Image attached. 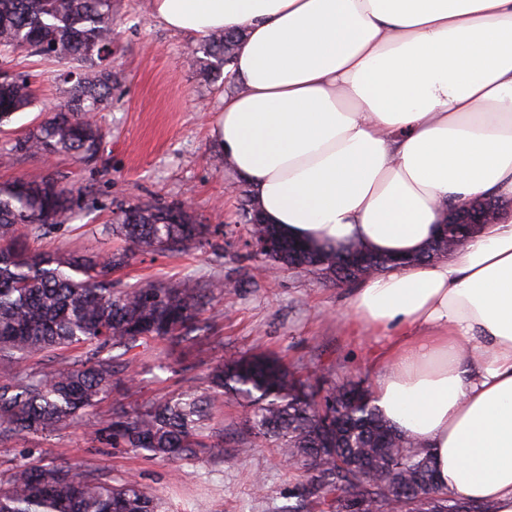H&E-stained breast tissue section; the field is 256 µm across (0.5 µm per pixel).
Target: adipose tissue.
<instances>
[{
    "mask_svg": "<svg viewBox=\"0 0 512 512\" xmlns=\"http://www.w3.org/2000/svg\"><path fill=\"white\" fill-rule=\"evenodd\" d=\"M194 37L240 31L211 129L291 236L419 252L448 205L512 199V0H150ZM373 396L448 490L512 512V210L450 257L359 282Z\"/></svg>",
    "mask_w": 512,
    "mask_h": 512,
    "instance_id": "obj_1",
    "label": "adipose tissue"
}]
</instances>
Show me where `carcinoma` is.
<instances>
[{"instance_id":"1","label":"carcinoma","mask_w":512,"mask_h":512,"mask_svg":"<svg viewBox=\"0 0 512 512\" xmlns=\"http://www.w3.org/2000/svg\"><path fill=\"white\" fill-rule=\"evenodd\" d=\"M239 36L216 33L201 41L192 59L201 79L215 83L232 62ZM112 0H0V52L27 53L70 64L60 74L72 83L64 105L18 140L17 148L45 157L66 154L94 159L104 134L90 115L112 100ZM36 99L24 78L0 72V122ZM74 196L56 178L33 174L0 184V443L26 434L48 436L79 421L92 439L128 448L149 459L189 463L224 458V430L211 425V409L224 400L251 410L250 433L282 457H293L285 512H421L420 500L395 498L392 484L419 486L434 470L430 450L386 420L369 389L359 383L325 385L297 376L279 358L258 353L216 364L205 385L137 407L118 402L112 413L89 412L121 385L132 349L154 340L182 343L205 329L206 304L224 296V282L186 277L120 285L112 274L146 252H184L218 229L203 224L180 202L134 204L122 209L117 234L125 246L104 256L30 251L28 240L60 227L73 214ZM248 231L270 236L277 249L262 263L293 267L322 279L356 282L338 264L342 249L295 239L260 213ZM349 249L366 258L365 272L396 264H427L448 256V241L393 259L361 243ZM79 348L76 359H59L29 372L33 358ZM444 508L464 498L477 512H498L488 500L466 498L439 486L423 493ZM0 512H161L138 481L112 482L67 461L45 467L28 457L0 477Z\"/></svg>"}]
</instances>
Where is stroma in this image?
Here are the masks:
<instances>
[{"label":"stroma","instance_id":"obj_1","mask_svg":"<svg viewBox=\"0 0 512 512\" xmlns=\"http://www.w3.org/2000/svg\"><path fill=\"white\" fill-rule=\"evenodd\" d=\"M113 5L118 26L109 66L115 81L111 103L95 115L106 133L98 157L86 163L17 149L18 139L43 119L45 110L63 102L66 86L54 78L56 62L15 54L0 65L28 77L39 94L28 109L0 123V183L50 174L78 196L73 218L38 241L42 250L94 256L118 249L120 237L109 226L120 208L138 202L186 199L203 223L218 228L208 244L181 255H140L114 273L123 285L218 276L232 287L209 304L210 327L196 345L150 340L135 349L137 382L128 404L200 383L219 360L263 351L330 383L358 378L374 383L379 368L371 352L379 341L350 323L349 285L294 270L269 277L245 246L248 226L241 203L249 189L227 168L211 136L231 83L219 89L206 85L188 62L196 38L165 28L151 15L148 0H113ZM214 421L224 428L226 454L220 461L146 459L91 442L78 425L47 438L18 436L0 444V471L14 467L28 448L46 464L66 460L111 480L135 476L170 512H193L199 500L207 502L209 512H277L288 495L287 468L262 439H254L249 457L235 450L246 435L247 409L225 402ZM258 480L266 486L265 495L255 493Z\"/></svg>","mask_w":512,"mask_h":512}]
</instances>
